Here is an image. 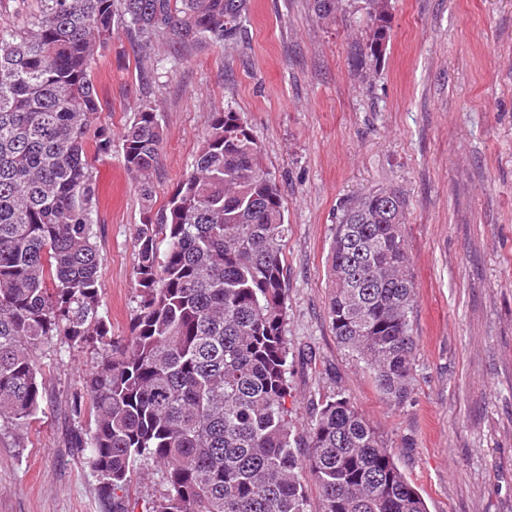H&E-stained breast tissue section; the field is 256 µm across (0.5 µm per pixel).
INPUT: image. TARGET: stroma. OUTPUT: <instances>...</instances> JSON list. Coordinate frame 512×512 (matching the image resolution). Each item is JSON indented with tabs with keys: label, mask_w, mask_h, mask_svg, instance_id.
I'll list each match as a JSON object with an SVG mask.
<instances>
[{
	"label": "stroma",
	"mask_w": 512,
	"mask_h": 512,
	"mask_svg": "<svg viewBox=\"0 0 512 512\" xmlns=\"http://www.w3.org/2000/svg\"><path fill=\"white\" fill-rule=\"evenodd\" d=\"M243 40L202 43L173 60L157 41L145 65L125 33L91 62L112 130L92 158L104 310L115 339L137 312L133 236L139 185L123 163L122 132L144 100L164 129L155 207L190 172L213 113L247 120L280 185L286 334L299 433L314 408L344 394L395 452L429 512H512V0H393L375 66L351 57L367 31L362 0L319 19L313 0H250ZM380 187L408 199L405 248L415 282L414 386L391 404L340 347L327 314L326 261L342 203ZM43 400L23 439L0 425V512H104L99 477L74 430L70 402L98 361L53 337L38 356ZM167 484L138 461L136 512Z\"/></svg>",
	"instance_id": "1"
}]
</instances>
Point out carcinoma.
I'll return each instance as SVG.
<instances>
[{"label":"carcinoma","instance_id":"cac0c4a2","mask_svg":"<svg viewBox=\"0 0 512 512\" xmlns=\"http://www.w3.org/2000/svg\"><path fill=\"white\" fill-rule=\"evenodd\" d=\"M20 31L0 29V420L37 419L33 352L54 336L98 350L84 378L94 426L75 433L107 512H129L134 463L164 468L152 512H427L393 449L338 393L317 407L298 456L285 336L288 223L280 188L238 112L213 113L194 164L154 209L151 177L164 133L149 102L123 135L143 201L134 233L140 303L131 336L112 338L98 282L96 183L89 150H112L90 60L123 31L138 49L236 44L249 0H38ZM336 18L343 0H314ZM391 0H365L356 53L378 61ZM408 199L380 188L345 202L330 251L328 316L337 343L400 404L412 390L415 287L404 247Z\"/></svg>","mask_w":512,"mask_h":512}]
</instances>
